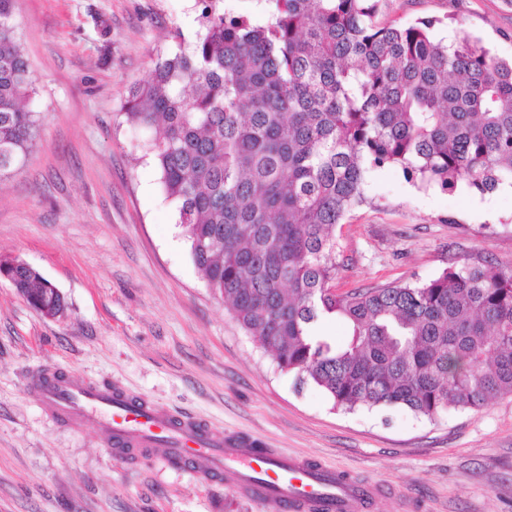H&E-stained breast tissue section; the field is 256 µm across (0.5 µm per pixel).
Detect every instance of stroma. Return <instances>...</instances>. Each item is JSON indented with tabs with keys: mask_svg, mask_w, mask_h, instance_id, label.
<instances>
[{
	"mask_svg": "<svg viewBox=\"0 0 512 512\" xmlns=\"http://www.w3.org/2000/svg\"><path fill=\"white\" fill-rule=\"evenodd\" d=\"M200 13L197 0L16 2L39 134L0 181V256L39 270L68 308L44 317L0 279V512H282L237 494L231 473L204 485L200 463L120 457L94 425L50 417L28 385L47 367L336 467L377 487L363 512H512V396L433 419L334 409L318 389H297L207 288L122 117L129 88L201 32ZM379 18L432 21L439 39L462 29L512 59V0H383ZM368 194L335 230L337 292L480 259L512 265L511 186L484 197L384 167Z\"/></svg>",
	"mask_w": 512,
	"mask_h": 512,
	"instance_id": "1",
	"label": "stroma"
}]
</instances>
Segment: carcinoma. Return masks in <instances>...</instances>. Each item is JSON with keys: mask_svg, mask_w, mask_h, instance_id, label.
<instances>
[{"mask_svg": "<svg viewBox=\"0 0 512 512\" xmlns=\"http://www.w3.org/2000/svg\"><path fill=\"white\" fill-rule=\"evenodd\" d=\"M16 0H0V180L33 151V79ZM198 0L204 33L131 88L126 123L191 258L237 323L346 412L433 418L512 394V266L448 268L416 283L336 293V225L367 202L368 173L399 166L425 186L489 194L512 181V62L431 23L395 27L382 0H269L256 24ZM26 302L52 287L3 259ZM339 316L338 346L316 331Z\"/></svg>", "mask_w": 512, "mask_h": 512, "instance_id": "obj_1", "label": "carcinoma"}]
</instances>
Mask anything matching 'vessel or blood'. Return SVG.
<instances>
[{
    "instance_id": "obj_1",
    "label": "vessel or blood",
    "mask_w": 512,
    "mask_h": 512,
    "mask_svg": "<svg viewBox=\"0 0 512 512\" xmlns=\"http://www.w3.org/2000/svg\"><path fill=\"white\" fill-rule=\"evenodd\" d=\"M29 385L51 417L76 426L93 423L115 454L135 449L184 463L206 459L200 481L232 471L240 494L274 499L283 512H362L376 493L375 487L338 479L336 469L259 447L254 440L214 436L197 417L157 407L117 386L79 382L50 368L34 373Z\"/></svg>"
}]
</instances>
